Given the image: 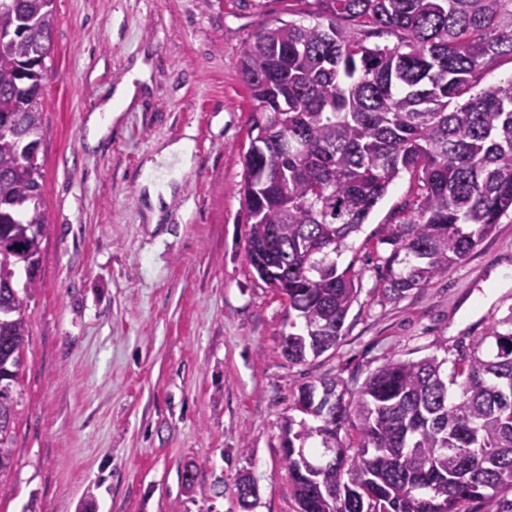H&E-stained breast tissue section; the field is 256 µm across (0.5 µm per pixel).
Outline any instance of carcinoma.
<instances>
[{
  "label": "carcinoma",
  "instance_id": "1",
  "mask_svg": "<svg viewBox=\"0 0 512 512\" xmlns=\"http://www.w3.org/2000/svg\"><path fill=\"white\" fill-rule=\"evenodd\" d=\"M311 21L265 27L240 65L257 111L241 194L247 259L288 300L290 363L336 347L358 288L337 257L392 183L417 176L406 218L380 243L384 294L400 298L467 257L512 212V78L474 93L512 58V0H309ZM57 24L53 0H0V484L13 465V388L24 368L28 299L47 226L40 89ZM387 33L393 45L369 43ZM507 325L502 332L498 326ZM484 351L389 361L353 392L301 384L282 433L300 512H464L512 491V312ZM336 395L323 417L319 391ZM354 425L360 440L343 444ZM321 437L311 454L307 441ZM334 465L319 472L327 449ZM512 76V60L509 57L499 59L494 65L480 76V83L475 90L498 84Z\"/></svg>",
  "mask_w": 512,
  "mask_h": 512
}]
</instances>
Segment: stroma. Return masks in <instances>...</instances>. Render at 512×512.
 <instances>
[{
	"label": "stroma",
	"mask_w": 512,
	"mask_h": 512,
	"mask_svg": "<svg viewBox=\"0 0 512 512\" xmlns=\"http://www.w3.org/2000/svg\"><path fill=\"white\" fill-rule=\"evenodd\" d=\"M305 0H54L40 98L47 231L26 312L15 394L14 466L0 512H298L281 426L299 385L359 390L391 360L470 355L512 313V214L448 272L386 299L383 227L417 189L391 185L339 259L359 289L334 350L281 353L288 302L246 257L240 193L257 131L244 44L300 19ZM133 104L90 141L91 118L137 60ZM189 139L193 165L148 223L146 162ZM194 476L186 486L185 473Z\"/></svg>",
	"instance_id": "obj_1"
}]
</instances>
